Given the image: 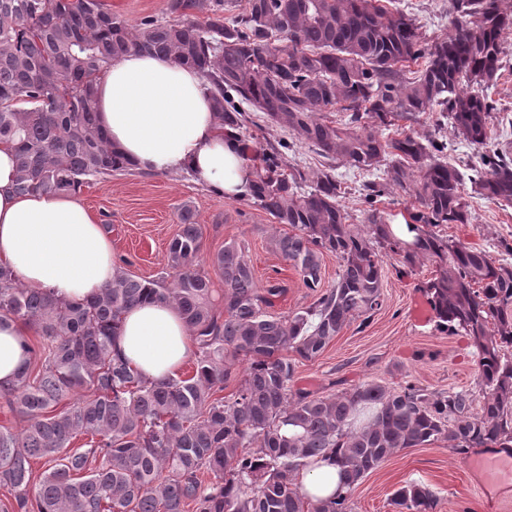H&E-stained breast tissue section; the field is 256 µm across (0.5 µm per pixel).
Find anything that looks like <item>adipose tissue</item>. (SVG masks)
Listing matches in <instances>:
<instances>
[{
	"label": "adipose tissue",
	"instance_id": "adipose-tissue-1",
	"mask_svg": "<svg viewBox=\"0 0 512 512\" xmlns=\"http://www.w3.org/2000/svg\"><path fill=\"white\" fill-rule=\"evenodd\" d=\"M98 121L113 146L138 170L190 169L220 198L245 197L253 165L240 143L218 129L199 73L168 56L129 53L96 85ZM15 161L0 145V262L22 284L67 301L93 296L112 281L116 257L105 226L77 194L21 196ZM28 327L0 321V389L11 388L29 359ZM115 348L145 378L176 376L194 343L180 311L145 302L125 312ZM304 492L329 499L342 491L334 462L300 475Z\"/></svg>",
	"mask_w": 512,
	"mask_h": 512
}]
</instances>
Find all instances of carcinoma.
<instances>
[{
  "instance_id": "carcinoma-1",
  "label": "carcinoma",
  "mask_w": 512,
  "mask_h": 512,
  "mask_svg": "<svg viewBox=\"0 0 512 512\" xmlns=\"http://www.w3.org/2000/svg\"><path fill=\"white\" fill-rule=\"evenodd\" d=\"M451 6L453 32L430 39L385 0H246L242 9L238 0H168L176 19L134 26L102 0H0V143L15 151L19 193H76L91 178L131 170L97 123L96 83L132 51L162 54L197 69L219 128L244 137L245 103L288 132L290 141L249 157L250 199L289 226L274 246L305 287L321 286L325 254L339 262L331 287L279 316L271 309L284 289L258 287L235 243L211 259L224 282L213 288L197 268L202 227L184 205L166 278L142 279L121 257L111 285L72 302L24 287L1 264L0 320L27 324L42 342L0 391L23 423L0 426V512H348L352 491L401 450L441 437L461 454L512 448V266L436 231L470 223V204L447 144L410 128L418 114L441 112L484 149L473 192L512 204V153L488 147L487 94L501 77L512 12L501 0ZM390 127L396 135L383 136ZM297 145L321 167L287 163ZM337 160L382 172L366 185L361 228L341 204ZM399 190L414 198L411 242L394 236L377 207ZM383 249L411 268L435 264L425 289L439 326L472 341L479 408L467 391L364 381L316 396L291 385L295 359L317 358L381 307ZM147 301L181 312L196 346L188 374L150 381L114 351L123 314ZM328 456L345 494L314 501L297 476ZM392 502L432 512L435 499L408 482Z\"/></svg>"
}]
</instances>
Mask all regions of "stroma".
<instances>
[{"mask_svg":"<svg viewBox=\"0 0 512 512\" xmlns=\"http://www.w3.org/2000/svg\"><path fill=\"white\" fill-rule=\"evenodd\" d=\"M396 5L415 18L429 37L443 38L453 29L450 0H397ZM502 61L503 77L491 90L495 109L490 128L498 141L512 143V30L502 36ZM413 128L443 139L449 163L461 172L475 163L476 148L458 137L438 113L420 115ZM336 176L345 190L341 204L350 223H362L360 189L373 181V174L340 162ZM79 196L110 232L114 254L127 258L130 272L138 277L152 280L166 271L168 244L180 229L177 211L187 204L203 229L201 270L212 272V256L233 241L244 248L258 286L272 281L286 285L275 314L288 315L316 298L272 244L273 235L286 232V225L276 223L250 199H220L178 171L138 170L91 179ZM467 199L470 222L444 225V233L512 264V205L472 193ZM433 271L430 263L411 269L398 256H385L381 308L365 324L345 328L319 357L297 361L294 387L328 395L376 380L391 387L416 385L438 394L476 391L478 367L469 337L439 330L435 316L421 321L414 314L415 306L430 303L423 284ZM467 461V455L456 453L443 440L400 451L352 492L349 512H397L390 498L411 481L433 491L437 500L433 512H512V486L485 490Z\"/></svg>","mask_w":512,"mask_h":512,"instance_id":"obj_1","label":"stroma"}]
</instances>
